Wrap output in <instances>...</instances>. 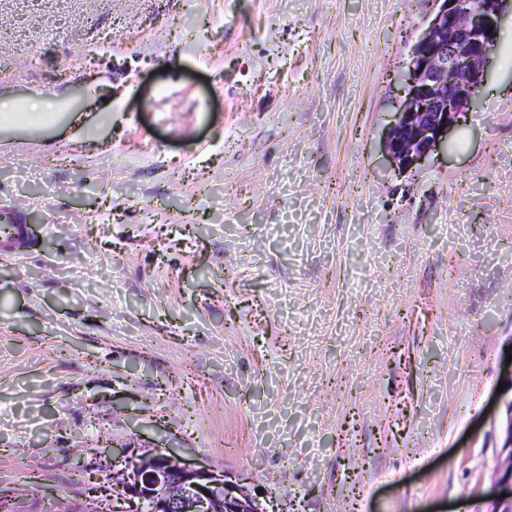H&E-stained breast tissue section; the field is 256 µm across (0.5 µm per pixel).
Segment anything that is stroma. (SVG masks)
<instances>
[{
	"label": "stroma",
	"mask_w": 512,
	"mask_h": 512,
	"mask_svg": "<svg viewBox=\"0 0 512 512\" xmlns=\"http://www.w3.org/2000/svg\"><path fill=\"white\" fill-rule=\"evenodd\" d=\"M432 0H0V495L113 454L273 512H486L512 365V0L447 147L385 151ZM31 232L26 224H7L5 232L0 231V248L10 255H20L27 252Z\"/></svg>",
	"instance_id": "35a3bbf8"
}]
</instances>
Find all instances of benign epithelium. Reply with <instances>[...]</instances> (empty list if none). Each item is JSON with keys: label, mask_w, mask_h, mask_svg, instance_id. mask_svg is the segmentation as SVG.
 I'll use <instances>...</instances> for the list:
<instances>
[{"label": "benign epithelium", "mask_w": 512, "mask_h": 512, "mask_svg": "<svg viewBox=\"0 0 512 512\" xmlns=\"http://www.w3.org/2000/svg\"><path fill=\"white\" fill-rule=\"evenodd\" d=\"M436 12L411 49L406 95L386 152L397 167L427 159L444 143L459 115L474 109L496 41L501 0H434ZM492 33H487V30ZM505 429L494 471L489 512H512V395L503 394ZM228 476L178 464L169 472L141 467L122 486L149 512H212L222 496L226 512H259L258 501Z\"/></svg>", "instance_id": "1"}]
</instances>
